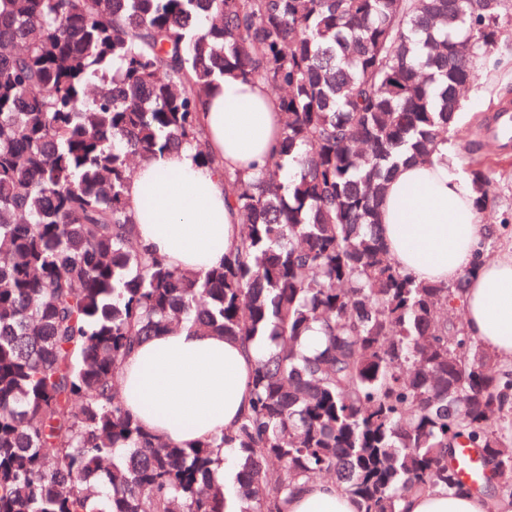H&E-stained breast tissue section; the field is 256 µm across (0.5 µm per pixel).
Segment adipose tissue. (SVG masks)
I'll use <instances>...</instances> for the list:
<instances>
[{
  "label": "adipose tissue",
  "instance_id": "obj_1",
  "mask_svg": "<svg viewBox=\"0 0 512 512\" xmlns=\"http://www.w3.org/2000/svg\"><path fill=\"white\" fill-rule=\"evenodd\" d=\"M213 153L229 171L251 173L270 158L283 115L261 84L225 77L201 105ZM140 244L174 266L203 273L221 266L239 220L224 202L220 173L175 150L142 164L130 184ZM469 176L448 146L430 160L405 159L382 199L379 232L396 263L416 279L464 282L462 315L471 336L512 360V251L477 262L490 232L480 221ZM254 351L187 329L145 339L126 360V407L150 431L175 442L233 427L251 405ZM285 512H356L330 480L302 484ZM401 512H512V503L467 491L412 496Z\"/></svg>",
  "mask_w": 512,
  "mask_h": 512
}]
</instances>
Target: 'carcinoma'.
I'll return each instance as SVG.
<instances>
[{"label":"carcinoma","mask_w":512,"mask_h":512,"mask_svg":"<svg viewBox=\"0 0 512 512\" xmlns=\"http://www.w3.org/2000/svg\"><path fill=\"white\" fill-rule=\"evenodd\" d=\"M494 2L0 0V512H285L321 475L400 512L469 490L463 445L512 500V367L445 315L464 284L416 280L377 229L399 160L448 140L501 42ZM226 74L284 124L262 168L224 173L239 237L195 274L139 244L132 165L186 147L223 168L198 103ZM165 329L269 337L233 428L176 444L124 407L125 360Z\"/></svg>","instance_id":"cac0c4a2"}]
</instances>
